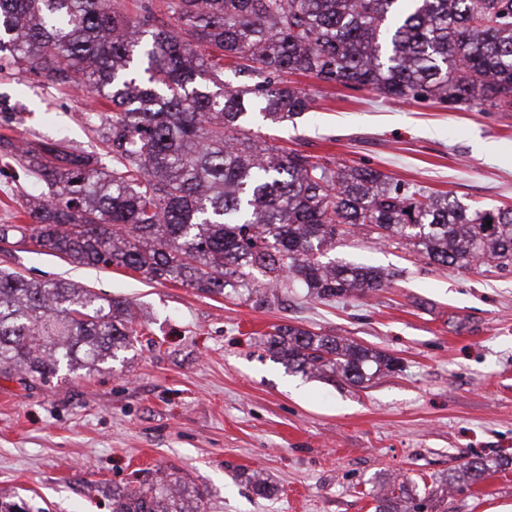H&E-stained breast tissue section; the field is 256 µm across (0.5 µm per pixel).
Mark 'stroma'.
<instances>
[{"label": "stroma", "instance_id": "1", "mask_svg": "<svg viewBox=\"0 0 512 512\" xmlns=\"http://www.w3.org/2000/svg\"><path fill=\"white\" fill-rule=\"evenodd\" d=\"M293 82L311 108L292 123L256 125L269 145L465 205L512 207V112ZM94 107L83 83L61 89L0 71V137L64 135L97 149L96 126L82 118ZM45 191L0 162V224L16 223ZM328 256L395 276L359 299L288 296L260 307L244 290L208 296L0 244V269L125 298L144 325L115 361L63 367L46 383L0 374V502L14 512H109L113 488L168 469L205 487L211 512H374L380 489L406 477L432 491L433 512H512V269L437 267L355 228ZM277 324L384 351L400 368L359 386L288 370L261 343ZM476 457L491 473L473 486L457 469ZM256 470L273 494L246 482Z\"/></svg>", "mask_w": 512, "mask_h": 512}]
</instances>
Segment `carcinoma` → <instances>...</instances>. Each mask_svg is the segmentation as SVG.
<instances>
[{"mask_svg":"<svg viewBox=\"0 0 512 512\" xmlns=\"http://www.w3.org/2000/svg\"><path fill=\"white\" fill-rule=\"evenodd\" d=\"M143 0L133 19L116 0H0V60L69 86L82 75L105 112H90L102 151L66 139L0 159L43 182L30 224H0V241L78 265L128 268L205 294L236 293L260 275L282 293L321 301L383 286L380 267L324 260L362 228L399 239L428 263L512 265V209L412 191L369 168L283 151L247 124L294 120L311 99L285 76L373 89L393 100L512 112V0ZM211 50L208 57L196 48ZM233 60L234 82L224 59ZM112 161L107 165L106 161ZM491 224H486V221ZM139 336L131 303L64 281L0 270V373L46 380L93 367ZM267 351L288 369L353 385L399 368L378 350L278 325ZM471 483L490 467L463 465ZM403 480L375 512H426ZM112 512H208L205 491L177 472L112 490Z\"/></svg>","mask_w":512,"mask_h":512,"instance_id":"obj_1","label":"carcinoma"}]
</instances>
